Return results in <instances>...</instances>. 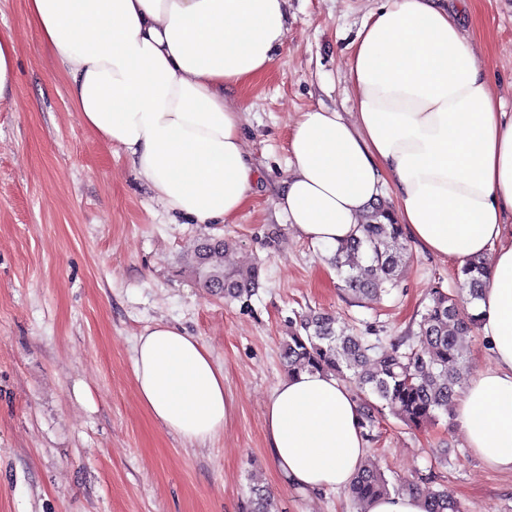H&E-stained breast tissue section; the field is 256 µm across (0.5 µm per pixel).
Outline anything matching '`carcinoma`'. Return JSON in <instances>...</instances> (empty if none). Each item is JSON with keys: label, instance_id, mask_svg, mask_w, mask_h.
Listing matches in <instances>:
<instances>
[{"label": "carcinoma", "instance_id": "1", "mask_svg": "<svg viewBox=\"0 0 512 512\" xmlns=\"http://www.w3.org/2000/svg\"><path fill=\"white\" fill-rule=\"evenodd\" d=\"M402 238V227L387 201L378 203L360 225V235L332 253L342 290L359 304L378 302L391 293L406 259ZM225 249L222 238L196 241L183 253L184 266L208 292L246 306L259 285L258 268H225ZM485 275L480 261L457 270L458 291L432 289L429 304L415 321L416 329L386 346L346 333L329 313L309 314L283 341L282 365L290 375L303 370L331 372L358 392L372 395L373 399L363 400L365 427H374L386 408L409 427L433 425L439 413H448L454 405L467 375L464 337L480 321L465 306L479 297ZM392 492L422 498L425 512H468L446 488L434 487L432 480L394 484L370 459L347 488L359 512H365L370 500ZM247 512H275L274 500L265 489L254 487Z\"/></svg>", "mask_w": 512, "mask_h": 512}]
</instances>
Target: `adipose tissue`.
<instances>
[{
    "label": "adipose tissue",
    "mask_w": 512,
    "mask_h": 512,
    "mask_svg": "<svg viewBox=\"0 0 512 512\" xmlns=\"http://www.w3.org/2000/svg\"><path fill=\"white\" fill-rule=\"evenodd\" d=\"M28 19L85 127L125 153L167 213L190 224L238 215L260 172L225 90L272 67L288 0H28ZM463 25L438 0L372 13L345 73L353 110L300 114L275 207L297 238L333 250L384 199L424 251L487 260L470 310L494 364L468 382L454 418L475 456L512 474V113ZM134 378L150 417L189 443L209 442L233 413L221 368L173 325L138 336ZM264 430L278 473L305 492L346 488L367 457L361 406L330 373L278 382Z\"/></svg>",
    "instance_id": "adipose-tissue-1"
}]
</instances>
